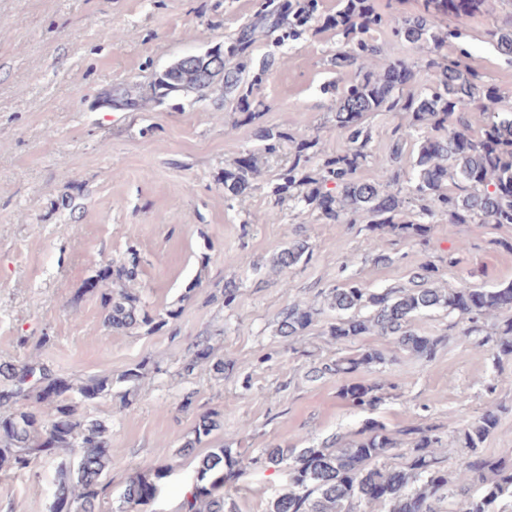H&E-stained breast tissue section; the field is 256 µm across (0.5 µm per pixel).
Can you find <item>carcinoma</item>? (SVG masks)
<instances>
[{
    "label": "carcinoma",
    "instance_id": "1",
    "mask_svg": "<svg viewBox=\"0 0 512 512\" xmlns=\"http://www.w3.org/2000/svg\"><path fill=\"white\" fill-rule=\"evenodd\" d=\"M490 0H424L422 13L407 16L392 27L394 35L408 43L459 44L467 36L471 17L489 11ZM453 22L442 27L443 17ZM336 28L367 33L383 24L371 0H344L336 13ZM498 51L512 63V18L495 32ZM377 47L358 39L349 51L336 54V63L355 70L354 78L341 81L336 129L342 139L339 152L311 168L316 142L297 143L288 166L278 175L277 191H297V199L322 219L336 224L351 222L360 213L365 230L373 236L388 232L399 238H425L427 220L439 216L450 224H512V113L494 112L497 90L483 83L461 49L441 60L429 59L434 70L432 84L419 93L403 94L412 72L402 63H392L381 73L369 69ZM242 60L226 68L221 51L214 58L188 55L167 70L158 81L160 97L177 91L203 94L213 78L224 74V87L240 88ZM411 114L408 126L394 130L397 143L392 161L401 156V142H420L413 184L402 195L397 179L381 168L376 181H361L357 171L369 163V132L364 115L378 111ZM252 172L250 162L238 161L224 171V187L239 192ZM336 186V193L325 189ZM417 203L415 220L398 221L406 199ZM308 251L304 242H291L274 259V266L287 269ZM140 257L129 249L127 262L117 268L107 265L87 283L99 284L104 324L113 329L162 327L176 319L152 312L141 297L127 287L137 276ZM413 287L368 292L353 282L333 289L329 307L346 312L366 309L368 315L340 317L329 324V335L341 344L375 333L393 340L397 347L430 359L441 339L421 336L411 320L422 311L445 308L465 319L463 335L473 338L478 349L490 348L495 357L512 356V319L484 333L482 320L490 313L512 309V285L505 288L448 290L434 287L435 268L421 267ZM320 310L294 300L283 312L280 334L299 336ZM386 360L383 352L356 348L320 369L312 377L334 375L343 380L338 396L360 411H373L384 400L381 385L356 381L354 377ZM112 391V380L96 376L74 383L36 361L21 365L0 364V469L22 470L39 459L60 458L58 481L50 512H96L104 490L103 480L117 462L112 434L105 422L77 412L76 398L92 400ZM504 408L489 406L479 419L459 432L467 456L455 473L437 458L440 438L433 426L409 424L395 430L377 420H367L356 438L341 446L332 440L321 448L280 446L262 451L265 466L288 463V486L268 503V512H357L362 505L381 504L386 512H512V454L487 456L483 444L498 425ZM221 423V414L201 415L195 427L193 447ZM242 455L230 448H215L201 459L198 481L182 512H236V505L216 492L224 481L243 471ZM148 480L132 478L123 492V512H141L149 504L144 488Z\"/></svg>",
    "mask_w": 512,
    "mask_h": 512
}]
</instances>
